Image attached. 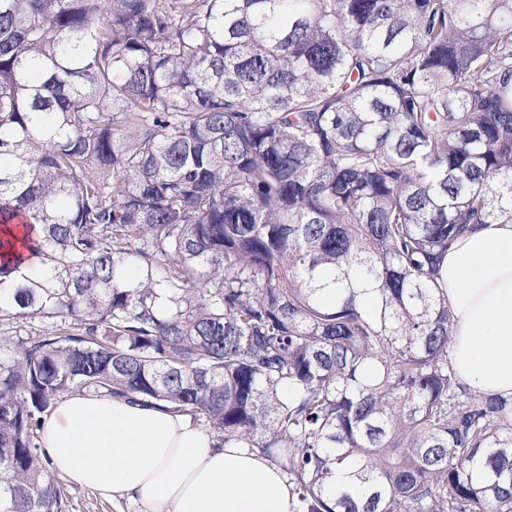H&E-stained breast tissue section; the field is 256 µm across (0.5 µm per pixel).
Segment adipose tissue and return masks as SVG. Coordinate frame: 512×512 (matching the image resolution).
<instances>
[{
  "instance_id": "adipose-tissue-1",
  "label": "adipose tissue",
  "mask_w": 512,
  "mask_h": 512,
  "mask_svg": "<svg viewBox=\"0 0 512 512\" xmlns=\"http://www.w3.org/2000/svg\"><path fill=\"white\" fill-rule=\"evenodd\" d=\"M457 380L512 397V223L459 237L441 263ZM40 445L72 486L132 512H300L283 469L247 446H220L194 415L104 394L64 395Z\"/></svg>"
}]
</instances>
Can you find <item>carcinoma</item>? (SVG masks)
Masks as SVG:
<instances>
[{
    "instance_id": "carcinoma-1",
    "label": "carcinoma",
    "mask_w": 512,
    "mask_h": 512,
    "mask_svg": "<svg viewBox=\"0 0 512 512\" xmlns=\"http://www.w3.org/2000/svg\"><path fill=\"white\" fill-rule=\"evenodd\" d=\"M20 218L0 321L55 326L0 336V512H65L69 392L191 412L306 512H512V397L456 381L440 282L512 222V0H0Z\"/></svg>"
}]
</instances>
